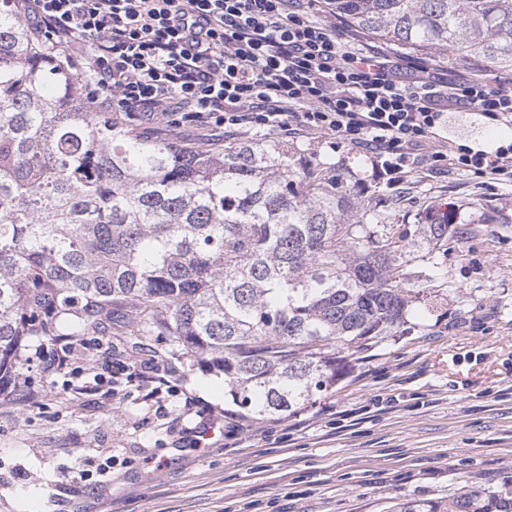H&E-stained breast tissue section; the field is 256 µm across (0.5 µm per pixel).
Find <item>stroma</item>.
<instances>
[{
  "label": "stroma",
  "mask_w": 512,
  "mask_h": 512,
  "mask_svg": "<svg viewBox=\"0 0 512 512\" xmlns=\"http://www.w3.org/2000/svg\"><path fill=\"white\" fill-rule=\"evenodd\" d=\"M448 137L491 150L512 126L452 112ZM276 140L340 173L364 155ZM348 185L386 224H416L436 200L460 206L418 329L313 405L262 422L228 416L223 377L187 371L154 337L134 359L120 326L85 337L83 375L34 362L0 399V512H388L512 479V185L421 169L393 188L370 165ZM139 364L165 374L160 402L113 379Z\"/></svg>",
  "instance_id": "1"
}]
</instances>
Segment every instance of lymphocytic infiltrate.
<instances>
[{
  "instance_id": "lymphocytic-infiltrate-1",
  "label": "lymphocytic infiltrate",
  "mask_w": 512,
  "mask_h": 512,
  "mask_svg": "<svg viewBox=\"0 0 512 512\" xmlns=\"http://www.w3.org/2000/svg\"><path fill=\"white\" fill-rule=\"evenodd\" d=\"M92 111L138 127L315 135L366 150L389 182L418 168L512 181V143H449L448 115L512 125V78L445 85L427 60L350 35L327 0H15ZM412 73V81L401 78Z\"/></svg>"
}]
</instances>
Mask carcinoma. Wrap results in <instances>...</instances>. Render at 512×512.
Here are the masks:
<instances>
[{
	"instance_id": "cac0c4a2",
	"label": "carcinoma",
	"mask_w": 512,
	"mask_h": 512,
	"mask_svg": "<svg viewBox=\"0 0 512 512\" xmlns=\"http://www.w3.org/2000/svg\"><path fill=\"white\" fill-rule=\"evenodd\" d=\"M347 26L450 66L512 71V0H328ZM0 3V397L31 347L112 330L158 336L224 376L250 421L303 409L423 318L408 256L431 265L458 208L373 223L345 182L278 143L150 136L92 112ZM391 512H512V484Z\"/></svg>"
}]
</instances>
